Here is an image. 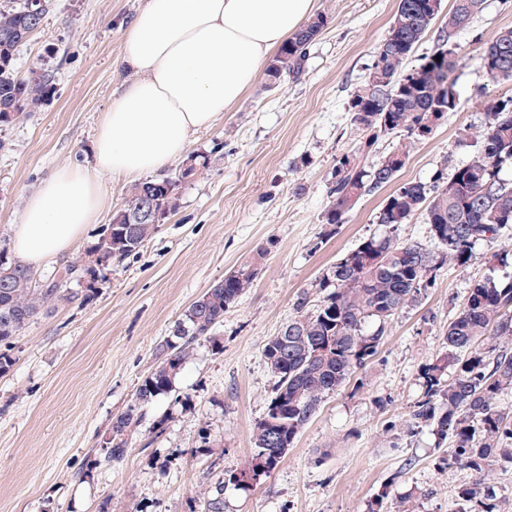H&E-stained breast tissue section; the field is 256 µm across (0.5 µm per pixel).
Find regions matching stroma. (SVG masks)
Here are the masks:
<instances>
[{
  "mask_svg": "<svg viewBox=\"0 0 512 512\" xmlns=\"http://www.w3.org/2000/svg\"><path fill=\"white\" fill-rule=\"evenodd\" d=\"M143 0H55L20 52L19 72L55 73L44 105L0 126V242L10 243L26 202L56 169L93 163L102 112L127 77L124 29ZM397 0H318L331 22L304 73L269 86L266 73L188 151L211 166L179 190V205L140 250L101 268L90 297L28 324L0 372V512H205L216 488L224 512H458L472 471L440 464L430 428L411 413L424 398L422 368L444 355L442 337L486 259L512 244V228L479 247L468 268H445L417 303L391 320L377 355L328 397L277 467L244 491L227 484L253 454L252 431L273 380L263 349L294 313L298 294L376 222L385 191L364 196L338 233L320 242L330 172L361 134L347 102L364 81ZM512 26V0H485L458 42L461 97L411 153L399 182L451 176L473 153L483 97L512 95L475 56ZM271 248L254 285L196 344L173 393L145 409L119 460L102 447L132 403L160 343L184 311L261 243Z\"/></svg>",
  "mask_w": 512,
  "mask_h": 512,
  "instance_id": "1",
  "label": "stroma"
}]
</instances>
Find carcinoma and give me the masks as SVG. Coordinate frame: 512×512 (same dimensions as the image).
I'll list each match as a JSON object with an SVG mask.
<instances>
[{"instance_id": "carcinoma-1", "label": "carcinoma", "mask_w": 512, "mask_h": 512, "mask_svg": "<svg viewBox=\"0 0 512 512\" xmlns=\"http://www.w3.org/2000/svg\"><path fill=\"white\" fill-rule=\"evenodd\" d=\"M30 0H0V125L24 118V111L42 104L51 90L53 73L43 65L21 76L15 68L18 48L37 31ZM484 0H454L440 16L442 0H397L385 38L376 48L365 82L351 94L348 110L363 134L357 150L336 158L329 203L321 214L320 241L336 235L361 197L395 182L410 151L455 111L459 92L457 38L483 9ZM433 52L410 60L436 21ZM329 23L316 14L277 50L266 72L270 84L304 70L309 48ZM441 60H435V57ZM479 68L494 80H512V27L501 28L479 49ZM485 123L474 138V156L446 179L397 185L383 200L377 223L384 235L363 238L325 269L302 291L295 314L264 347L273 379L272 396L252 433L254 453L239 471L248 476L257 460L274 470L298 434L319 411L324 399L343 388L378 352L392 317L418 301L422 290L444 266L465 268L478 258V247L512 226V97L486 100ZM397 134L401 143L376 163H368L381 135ZM209 156L190 153L174 174L134 184L124 204L112 212L111 223L98 234L90 252L97 264L73 263L58 278L44 279L35 267L5 260L0 248V346L6 345L34 319L63 302L88 297L98 282L99 268L122 260L148 241L160 220L137 217L146 197L166 216L176 211L178 190L202 174ZM419 210L426 212L430 237L437 249L397 240L398 226ZM269 254V244L250 256L205 292L184 312L172 335L164 339L151 372L138 386L134 401L110 425L107 459L125 456L157 397L175 391V383L194 346L201 340L222 350L214 329L224 312L253 286ZM501 274L471 284L466 303L443 336L446 353L420 373L424 400L412 419L430 427L441 441L450 440L442 464L475 473V481L458 489V498L472 510L496 512L491 485L495 466L512 464V247L490 257ZM71 279L84 285L79 294L65 287ZM317 303H311L312 294Z\"/></svg>"}]
</instances>
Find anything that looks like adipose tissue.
<instances>
[{
	"instance_id": "obj_1",
	"label": "adipose tissue",
	"mask_w": 512,
	"mask_h": 512,
	"mask_svg": "<svg viewBox=\"0 0 512 512\" xmlns=\"http://www.w3.org/2000/svg\"><path fill=\"white\" fill-rule=\"evenodd\" d=\"M314 13L315 0H145L125 31L133 77L100 117L93 165L57 169L27 198L12 236L21 260L41 265L73 249L109 205L105 178L179 159Z\"/></svg>"
}]
</instances>
